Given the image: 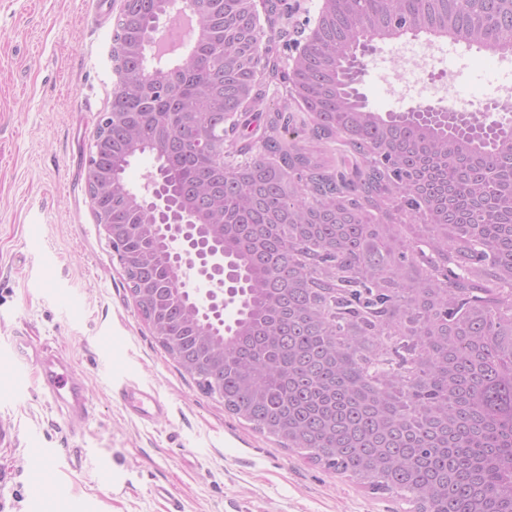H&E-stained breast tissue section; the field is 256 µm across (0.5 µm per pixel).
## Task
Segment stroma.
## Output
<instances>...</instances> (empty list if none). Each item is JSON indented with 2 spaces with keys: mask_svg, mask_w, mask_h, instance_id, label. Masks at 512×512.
<instances>
[{
  "mask_svg": "<svg viewBox=\"0 0 512 512\" xmlns=\"http://www.w3.org/2000/svg\"><path fill=\"white\" fill-rule=\"evenodd\" d=\"M120 0H0V512H163L153 496L169 483L184 512H412L395 493L376 492L311 463L230 414L199 391L161 348L130 294L87 191L88 159L110 108L113 32ZM395 52L374 43L362 90L377 112L415 99L389 95ZM462 69L454 92L486 101L512 81V57L455 49L432 74ZM112 357L104 359V338ZM49 346L80 373L88 420L67 418L36 385L18 392L16 341ZM154 389L167 416L144 422L114 394L112 371ZM57 448L53 476L64 492L39 490L35 451ZM80 456L69 464L63 449Z\"/></svg>",
  "mask_w": 512,
  "mask_h": 512,
  "instance_id": "stroma-1",
  "label": "stroma"
}]
</instances>
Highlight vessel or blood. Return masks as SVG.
I'll return each instance as SVG.
<instances>
[{"instance_id": "b4317fda", "label": "vessel or blood", "mask_w": 512, "mask_h": 512, "mask_svg": "<svg viewBox=\"0 0 512 512\" xmlns=\"http://www.w3.org/2000/svg\"><path fill=\"white\" fill-rule=\"evenodd\" d=\"M20 363L19 376L39 379L42 390L67 411L70 422H83L89 417L90 400L84 384L71 365L44 346H31L27 340L16 345ZM116 395L123 406L139 419L152 422L167 413L166 403L154 392L128 379L124 372L116 374Z\"/></svg>"}]
</instances>
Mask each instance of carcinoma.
Wrapping results in <instances>:
<instances>
[{"instance_id": "1", "label": "carcinoma", "mask_w": 512, "mask_h": 512, "mask_svg": "<svg viewBox=\"0 0 512 512\" xmlns=\"http://www.w3.org/2000/svg\"><path fill=\"white\" fill-rule=\"evenodd\" d=\"M175 0H126L116 22V122L89 165L118 178L159 155L166 191L190 212L222 209L224 257L239 272L225 306L229 354L215 374L169 257L142 233L130 254L188 371L231 414L283 447L415 512H505L512 501V108L444 124L381 114L351 92L373 39L448 32L512 52V0H331L317 42L282 65L281 0H195L194 63L151 57L147 36ZM290 89L263 107L264 84ZM245 88L252 105L240 103ZM310 120L299 139L292 104ZM234 142L224 165L206 138ZM343 147L349 169L323 155ZM113 224H143L121 190L101 200Z\"/></svg>"}]
</instances>
